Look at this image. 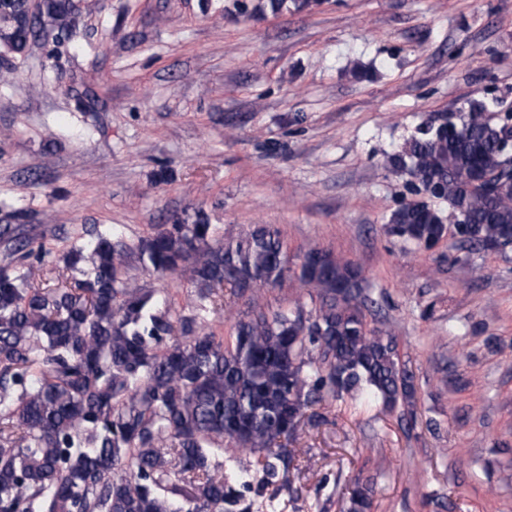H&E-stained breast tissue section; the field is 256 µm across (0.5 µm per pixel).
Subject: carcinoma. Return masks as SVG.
<instances>
[{
  "instance_id": "obj_1",
  "label": "carcinoma",
  "mask_w": 512,
  "mask_h": 512,
  "mask_svg": "<svg viewBox=\"0 0 512 512\" xmlns=\"http://www.w3.org/2000/svg\"><path fill=\"white\" fill-rule=\"evenodd\" d=\"M73 0H45L27 23L24 0L0 4V41L26 51L44 31L76 27ZM502 125L476 100L460 115L438 112L389 165L464 216L461 242L483 249L512 239V181L499 179ZM432 202L409 201L390 234L425 248L448 233ZM0 238L22 258L49 251ZM158 274L189 277L200 298L226 284L248 297L230 341L211 333L166 343L173 324L154 291L125 275L130 248L97 235L63 256L82 278L39 288L29 272L0 265V512H233L240 489L279 477V464L307 411L345 395L415 420L416 376L395 337L371 327L361 308L362 270L330 250L288 265L279 229L258 224L223 242L198 213L179 217L136 246ZM311 288L315 315L270 312L258 288ZM264 454L257 472L216 471L224 442ZM372 482L356 484L349 512H370Z\"/></svg>"
}]
</instances>
